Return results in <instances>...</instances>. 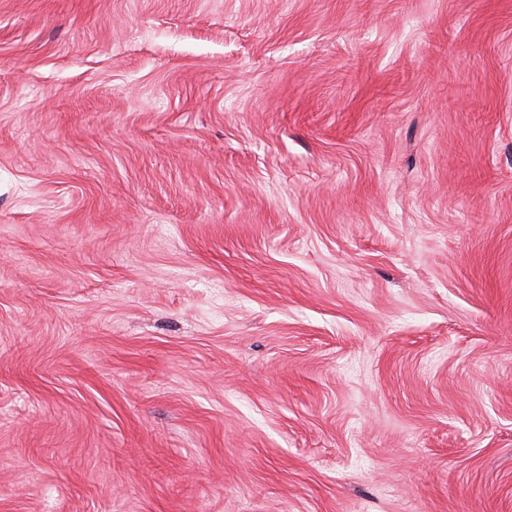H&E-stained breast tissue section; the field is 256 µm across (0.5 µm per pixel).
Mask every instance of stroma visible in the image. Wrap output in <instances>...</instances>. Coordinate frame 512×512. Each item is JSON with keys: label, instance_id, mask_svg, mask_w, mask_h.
<instances>
[{"label": "stroma", "instance_id": "35a3bbf8", "mask_svg": "<svg viewBox=\"0 0 512 512\" xmlns=\"http://www.w3.org/2000/svg\"><path fill=\"white\" fill-rule=\"evenodd\" d=\"M0 512H512V0H0Z\"/></svg>", "mask_w": 512, "mask_h": 512}]
</instances>
